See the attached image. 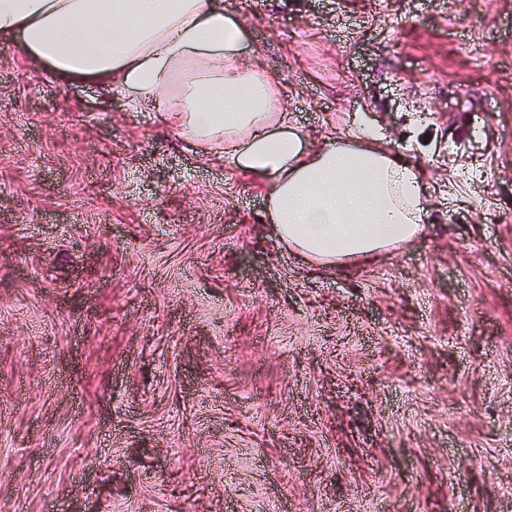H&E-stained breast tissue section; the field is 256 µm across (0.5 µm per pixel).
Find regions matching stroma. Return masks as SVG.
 <instances>
[{
  "instance_id": "stroma-1",
  "label": "stroma",
  "mask_w": 512,
  "mask_h": 512,
  "mask_svg": "<svg viewBox=\"0 0 512 512\" xmlns=\"http://www.w3.org/2000/svg\"><path fill=\"white\" fill-rule=\"evenodd\" d=\"M224 6L311 138L422 160L428 234L312 267L259 181L0 47V512H512V0Z\"/></svg>"
}]
</instances>
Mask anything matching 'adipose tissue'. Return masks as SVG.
Returning <instances> with one entry per match:
<instances>
[{
    "mask_svg": "<svg viewBox=\"0 0 512 512\" xmlns=\"http://www.w3.org/2000/svg\"><path fill=\"white\" fill-rule=\"evenodd\" d=\"M0 44L61 81L113 84L165 113L261 182L265 223L311 264L354 265L426 232L420 168L366 112L318 142L292 126L224 0H0Z\"/></svg>",
    "mask_w": 512,
    "mask_h": 512,
    "instance_id": "obj_1",
    "label": "adipose tissue"
}]
</instances>
